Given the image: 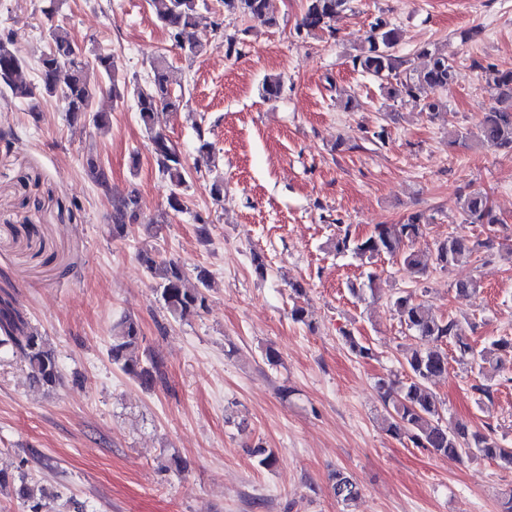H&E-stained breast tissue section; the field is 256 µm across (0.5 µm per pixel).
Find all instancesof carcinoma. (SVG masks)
<instances>
[{
	"instance_id": "1",
	"label": "carcinoma",
	"mask_w": 512,
	"mask_h": 512,
	"mask_svg": "<svg viewBox=\"0 0 512 512\" xmlns=\"http://www.w3.org/2000/svg\"><path fill=\"white\" fill-rule=\"evenodd\" d=\"M150 3L156 19L175 46L194 56L203 52V45L193 37L199 18L198 0H150ZM220 3L224 12L230 15H242L267 26L277 24L270 0H220ZM348 3L349 0H307L304 15L296 27L297 35L309 37L333 33L331 21L347 8ZM49 38V48L38 61L40 80L32 83L24 77L28 63L13 38L9 34L0 35V88L19 101L31 102L40 96L64 97L68 100L67 115L71 125L81 124L89 117L99 131L106 129L107 121L102 113L94 110L98 94L106 93L116 103L133 100L147 134L149 150L171 188L168 208L174 212L184 211L189 172L183 152L177 142L154 129L155 113L160 109L176 110L181 102L180 97L173 95L171 67L166 57H153L146 77L130 80L116 74L112 56L108 53H96L90 60L85 58L63 27H50ZM398 41V28L383 18L376 19L365 41L352 56L353 69L376 78L389 98L422 100L433 116L440 115L447 104L439 97L427 96V92L446 90L455 83L454 62L439 49L426 45L418 51V56L424 59L418 68L410 58L396 53ZM484 79L487 88L494 93L497 105L483 114L476 135L466 132L454 143L461 147L475 144L512 153V70L488 67L484 69ZM281 89L282 81L278 76H267L261 84V94L267 100L276 99ZM84 168L88 178L111 199L112 238L125 237L130 224L144 223L134 195L112 193L109 175L92 146L84 150ZM460 208L468 224L499 223L487 195L481 192L462 198ZM426 222L423 213H414L401 224H377L365 237H352L346 233L336 239L334 248L336 253H348L363 265L371 264L383 255L396 257L419 279L427 273V266L415 251L408 248V243L421 234ZM476 248L475 243L450 236L437 245L434 263L441 268L454 266L470 258ZM139 259L156 280L158 300L172 317L184 319L207 308L210 288L207 272L198 273L199 286L188 288L180 262L148 253L139 254ZM391 303L417 344L404 350L406 381L396 383L381 379L377 383L387 412L384 418L386 432L407 437L416 447L441 456L469 458L476 455L494 462L501 469L512 470V446L500 442L491 429L482 432L462 421L443 423L437 397L428 387L434 378L448 371L445 345H454L459 359L470 360L481 369L488 367L496 372L504 358L512 355V338L503 336L478 349L464 337L457 320L430 315L412 292H400ZM343 337L356 356L363 359L374 356L373 348L350 332H343ZM142 341L138 320L125 315L112 325L110 357L112 364L123 373L150 389L162 379L161 361L150 351L141 349ZM7 352L19 356L35 384L52 389L60 383L55 350L11 299L0 297V354ZM253 456L258 466L264 469L271 470L278 463L276 453L262 446L254 448ZM9 486L23 501L26 512H47L48 501L57 497L33 481L23 469L15 475L0 471V490ZM332 490L336 499L347 507L360 495L357 483L341 472L333 475Z\"/></svg>"
}]
</instances>
